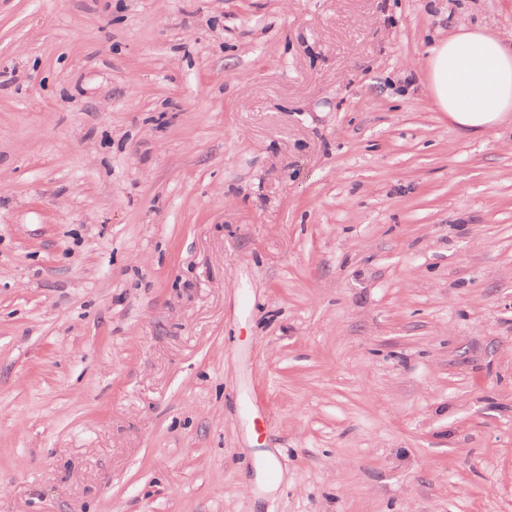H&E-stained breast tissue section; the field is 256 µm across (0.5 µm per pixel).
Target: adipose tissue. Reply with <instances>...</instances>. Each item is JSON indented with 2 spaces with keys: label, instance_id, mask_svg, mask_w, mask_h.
I'll return each instance as SVG.
<instances>
[{
  "label": "adipose tissue",
  "instance_id": "obj_1",
  "mask_svg": "<svg viewBox=\"0 0 512 512\" xmlns=\"http://www.w3.org/2000/svg\"><path fill=\"white\" fill-rule=\"evenodd\" d=\"M408 68L421 74L438 111L464 130L489 136L512 116V36L462 22Z\"/></svg>",
  "mask_w": 512,
  "mask_h": 512
}]
</instances>
